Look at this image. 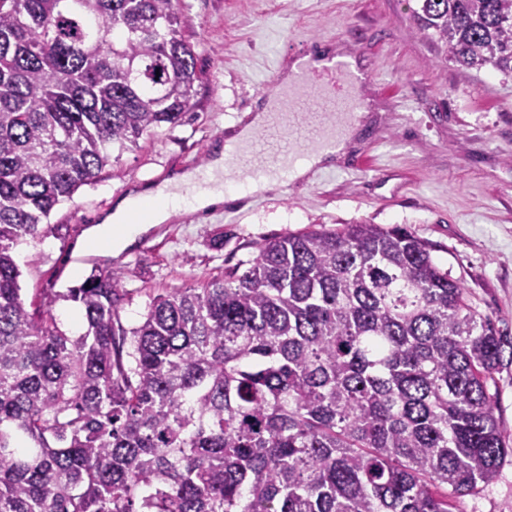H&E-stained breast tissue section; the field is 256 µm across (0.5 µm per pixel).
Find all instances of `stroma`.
I'll return each mask as SVG.
<instances>
[{"label":"stroma","instance_id":"35a3bbf8","mask_svg":"<svg viewBox=\"0 0 512 512\" xmlns=\"http://www.w3.org/2000/svg\"><path fill=\"white\" fill-rule=\"evenodd\" d=\"M416 0H182V28L198 54L196 106L184 123L163 127L124 152L112 172L50 215L42 241L16 249L25 301L78 332L79 308L62 292L92 264L77 263L89 233L115 203L148 179L193 170L224 127L272 90L274 75L305 46L351 49L370 103L362 172L344 162L291 194L255 197L242 214L182 211L126 249L98 250L124 272L125 326L143 320L152 295L223 276L265 240L314 225L367 222L406 228L429 241L431 256L463 282L472 307L512 338V77L448 62L415 31ZM455 512H512V461L497 479L458 500Z\"/></svg>","mask_w":512,"mask_h":512}]
</instances>
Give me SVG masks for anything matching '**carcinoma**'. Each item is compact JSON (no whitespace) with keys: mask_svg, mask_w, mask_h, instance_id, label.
<instances>
[{"mask_svg":"<svg viewBox=\"0 0 512 512\" xmlns=\"http://www.w3.org/2000/svg\"><path fill=\"white\" fill-rule=\"evenodd\" d=\"M417 2L512 75V0ZM199 79L176 0H0V512H452L512 457L504 340L402 227L267 240L131 328L118 268L67 289L78 334L22 299L14 249ZM494 377L492 392H496L495 416L502 429L512 438V364L509 362L503 366Z\"/></svg>","mask_w":512,"mask_h":512,"instance_id":"1","label":"carcinoma"}]
</instances>
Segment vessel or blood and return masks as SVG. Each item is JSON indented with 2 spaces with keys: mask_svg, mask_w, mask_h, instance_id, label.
I'll return each mask as SVG.
<instances>
[{
  "mask_svg": "<svg viewBox=\"0 0 512 512\" xmlns=\"http://www.w3.org/2000/svg\"><path fill=\"white\" fill-rule=\"evenodd\" d=\"M359 79V74L342 59L320 70L314 67L312 59L300 60L294 82L284 93L282 110L274 113L264 130L266 136L274 139L275 148L266 164L253 170V177L269 179L278 189H288L292 184L291 171L299 162L314 150L335 145L340 117L355 112L358 106ZM259 146L255 140L232 152L226 159L225 171L211 173L200 169L195 189L223 192L225 213H242L249 196L242 188L228 190L227 174L237 171Z\"/></svg>",
  "mask_w": 512,
  "mask_h": 512,
  "instance_id": "vessel-or-blood-1",
  "label": "vessel or blood"
}]
</instances>
